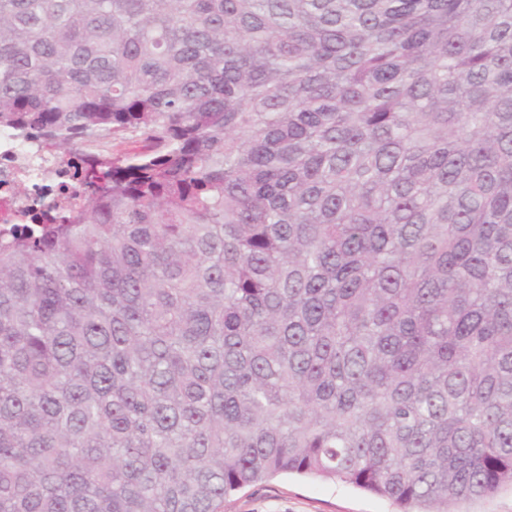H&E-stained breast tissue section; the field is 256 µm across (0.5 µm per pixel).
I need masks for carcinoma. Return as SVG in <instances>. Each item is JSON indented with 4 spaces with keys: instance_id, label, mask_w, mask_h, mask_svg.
Masks as SVG:
<instances>
[{
    "instance_id": "1",
    "label": "carcinoma",
    "mask_w": 512,
    "mask_h": 512,
    "mask_svg": "<svg viewBox=\"0 0 512 512\" xmlns=\"http://www.w3.org/2000/svg\"><path fill=\"white\" fill-rule=\"evenodd\" d=\"M0 128V512L512 490V0H0ZM61 169L57 155L36 153L5 129L0 130V223L25 210L45 173ZM386 498L337 479L282 475L243 489L224 512H396Z\"/></svg>"
}]
</instances>
